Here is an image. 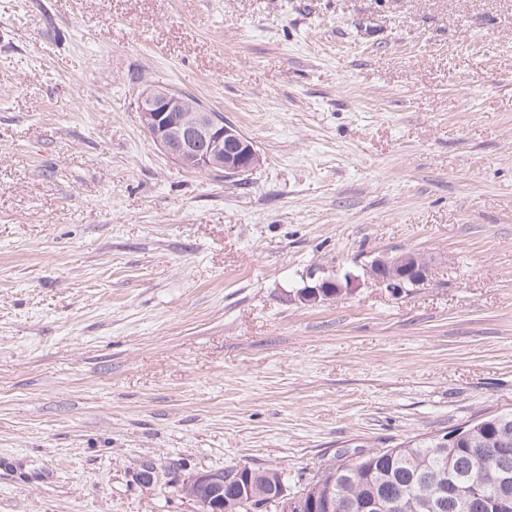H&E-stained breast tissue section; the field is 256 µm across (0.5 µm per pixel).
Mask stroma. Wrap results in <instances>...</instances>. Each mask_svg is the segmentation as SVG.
Returning <instances> with one entry per match:
<instances>
[{"label": "stroma", "instance_id": "1", "mask_svg": "<svg viewBox=\"0 0 512 512\" xmlns=\"http://www.w3.org/2000/svg\"><path fill=\"white\" fill-rule=\"evenodd\" d=\"M149 87L262 164H176ZM402 250L412 293L297 298ZM505 409L512 0H0V512H198L170 466L297 491Z\"/></svg>", "mask_w": 512, "mask_h": 512}]
</instances>
